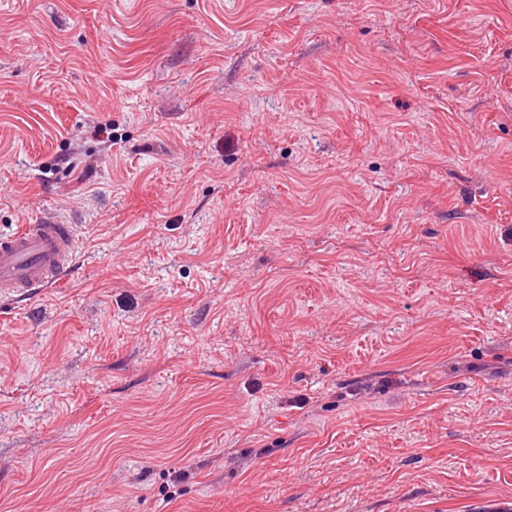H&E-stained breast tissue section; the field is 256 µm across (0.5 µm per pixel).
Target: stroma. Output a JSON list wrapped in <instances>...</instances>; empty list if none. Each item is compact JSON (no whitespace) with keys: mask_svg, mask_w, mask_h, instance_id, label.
<instances>
[{"mask_svg":"<svg viewBox=\"0 0 512 512\" xmlns=\"http://www.w3.org/2000/svg\"><path fill=\"white\" fill-rule=\"evenodd\" d=\"M24 224L0 512H512V0H0ZM75 248L69 224H24L0 235V291L52 286L64 274Z\"/></svg>","mask_w":512,"mask_h":512,"instance_id":"1","label":"stroma"}]
</instances>
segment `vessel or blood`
<instances>
[{"label": "vessel or blood", "instance_id": "obj_1", "mask_svg": "<svg viewBox=\"0 0 512 512\" xmlns=\"http://www.w3.org/2000/svg\"><path fill=\"white\" fill-rule=\"evenodd\" d=\"M75 248L67 224H24L0 235V291L52 286L64 274Z\"/></svg>", "mask_w": 512, "mask_h": 512}]
</instances>
